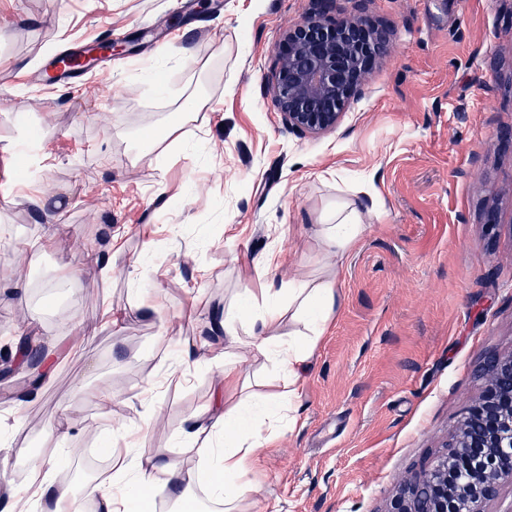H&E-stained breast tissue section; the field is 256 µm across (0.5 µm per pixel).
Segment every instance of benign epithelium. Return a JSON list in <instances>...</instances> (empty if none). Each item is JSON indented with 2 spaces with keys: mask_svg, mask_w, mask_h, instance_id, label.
I'll return each mask as SVG.
<instances>
[{
  "mask_svg": "<svg viewBox=\"0 0 512 512\" xmlns=\"http://www.w3.org/2000/svg\"><path fill=\"white\" fill-rule=\"evenodd\" d=\"M288 27L277 48L273 100L289 130L321 135L336 129L349 100L389 45V31L363 17H336L335 0ZM482 396L467 407L447 453L399 485L386 512H486L512 485V352L480 366Z\"/></svg>",
  "mask_w": 512,
  "mask_h": 512,
  "instance_id": "obj_1",
  "label": "benign epithelium"
}]
</instances>
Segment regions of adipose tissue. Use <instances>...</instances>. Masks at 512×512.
<instances>
[{
  "mask_svg": "<svg viewBox=\"0 0 512 512\" xmlns=\"http://www.w3.org/2000/svg\"><path fill=\"white\" fill-rule=\"evenodd\" d=\"M317 238L320 247L336 261H344L356 249L363 230V216L357 210L321 215ZM239 316L213 313L208 328L223 337L231 355L224 358V373L214 392V402L194 412L184 422L186 439L218 436L220 448L199 451L197 467L182 470L169 461L148 460L131 466L127 459L112 461V486L93 483L84 489L83 499L94 512H131L132 498L151 505L155 498H167L175 512H186L195 504V489H203L208 500L236 512L241 500L256 494L257 486L247 481L260 447L259 423H296L302 373L321 339L327 334L339 295L335 279H311L297 275L287 288L266 283L260 292L245 291ZM298 322L296 330L285 333V320ZM259 356L277 371L285 390L266 400L246 390L241 383L242 361Z\"/></svg>",
  "mask_w": 512,
  "mask_h": 512,
  "instance_id": "1",
  "label": "adipose tissue"
}]
</instances>
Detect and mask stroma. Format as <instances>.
Instances as JSON below:
<instances>
[{
	"label": "stroma",
	"instance_id": "obj_1",
	"mask_svg": "<svg viewBox=\"0 0 512 512\" xmlns=\"http://www.w3.org/2000/svg\"><path fill=\"white\" fill-rule=\"evenodd\" d=\"M312 7L0 0V281L21 284L0 291V353L23 327L54 366L31 401L30 368L0 378V485L27 494L36 459L68 484L75 449L130 434L138 458L195 467L180 427L212 403L224 344L185 371L176 339L260 287L267 253L275 281L325 274L314 232L339 203L382 216L344 262L297 425L259 429L243 512H383L478 397L482 357L512 351V0H337L392 42L321 136L289 131L269 91L283 30ZM100 36L116 44L105 75L34 81ZM202 69L210 103L186 146L140 151Z\"/></svg>",
	"mask_w": 512,
	"mask_h": 512
}]
</instances>
